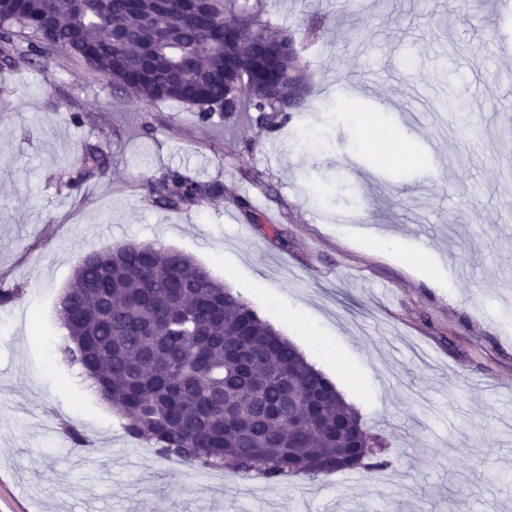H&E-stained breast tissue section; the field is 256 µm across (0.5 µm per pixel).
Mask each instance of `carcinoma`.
I'll use <instances>...</instances> for the list:
<instances>
[{
    "instance_id": "obj_1",
    "label": "carcinoma",
    "mask_w": 512,
    "mask_h": 512,
    "mask_svg": "<svg viewBox=\"0 0 512 512\" xmlns=\"http://www.w3.org/2000/svg\"><path fill=\"white\" fill-rule=\"evenodd\" d=\"M279 31H255L223 0H168L160 9L129 0H0V63L34 65L61 47L135 100H176L204 119L237 111L224 89V58L252 73L264 92L249 96L260 125H273L306 79L283 80L270 63ZM22 37L26 48L16 39ZM153 44L151 61L138 53ZM81 164L101 169L105 155L85 150ZM159 205L198 203L219 185L178 170L148 177ZM67 332L62 352L83 370L134 438L189 467L224 468L232 457L244 479L316 478L354 470L385 447L369 434L333 382L264 322L242 297L190 256L153 243H125L86 253L62 294ZM302 395L309 416L288 442L284 382Z\"/></svg>"
}]
</instances>
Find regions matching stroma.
<instances>
[{
	"label": "stroma",
	"instance_id": "obj_1",
	"mask_svg": "<svg viewBox=\"0 0 512 512\" xmlns=\"http://www.w3.org/2000/svg\"><path fill=\"white\" fill-rule=\"evenodd\" d=\"M224 8L307 69L277 128L132 101L61 49L0 67V512H512V0ZM356 96L386 137L343 114ZM176 169L223 191L156 205L144 179ZM349 210L362 223L337 224ZM161 237L302 346L386 440L382 468L249 496L232 466L175 470L126 433L63 359L57 303L85 252Z\"/></svg>",
	"mask_w": 512,
	"mask_h": 512
}]
</instances>
